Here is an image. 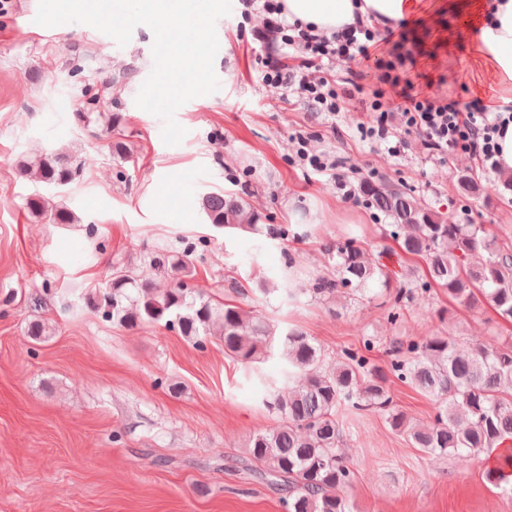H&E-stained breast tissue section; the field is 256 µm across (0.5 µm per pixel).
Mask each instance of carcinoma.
Listing matches in <instances>:
<instances>
[{
  "label": "carcinoma",
  "instance_id": "carcinoma-1",
  "mask_svg": "<svg viewBox=\"0 0 512 512\" xmlns=\"http://www.w3.org/2000/svg\"><path fill=\"white\" fill-rule=\"evenodd\" d=\"M75 159L63 150L42 153L18 162L22 176L35 175L54 187L69 184L76 173ZM366 205L406 226L411 233L401 250L426 260V269L396 273L370 257L353 238L327 248L335 260L334 273L320 277L314 287L283 289L285 301L294 303L312 293L330 298L342 290L364 297L370 286L388 288L403 278L387 321L398 324L402 307L413 293H426L437 286L458 305L474 309L480 301L489 304L503 319L512 322V249L497 246L482 224H450L424 207L409 192L384 182H364ZM201 207L214 226L254 230L259 215L242 197L207 194ZM29 212L47 224H77L79 218L58 199L32 198ZM487 253L473 264L471 258ZM155 266L169 270L175 280L169 288L138 278L132 270H117L90 306L103 317L127 328L161 321L188 340L214 328L224 338V353L243 364L258 363L274 347L288 365L296 386L283 398L274 384H267L271 405L282 422L255 433L248 442L251 460L262 466L260 475L285 491V512H350L346 496L355 473L342 452L343 417L361 416L378 410L390 428L407 437L412 446L428 455H491L512 441V346L495 340L469 348L438 332L421 340L395 338L386 349L388 372L372 361L376 337L340 351L336 367L321 369L324 352L317 341L299 329L276 334L274 325L241 307L207 298L186 281L184 262L165 254L153 257ZM429 395L434 414L426 424L412 421L393 405L386 387L387 375ZM489 481L499 486L512 479V454L501 453L497 464L485 470Z\"/></svg>",
  "mask_w": 512,
  "mask_h": 512
}]
</instances>
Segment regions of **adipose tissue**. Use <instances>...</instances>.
Segmentation results:
<instances>
[{
    "label": "adipose tissue",
    "mask_w": 512,
    "mask_h": 512,
    "mask_svg": "<svg viewBox=\"0 0 512 512\" xmlns=\"http://www.w3.org/2000/svg\"><path fill=\"white\" fill-rule=\"evenodd\" d=\"M289 19L315 27L322 34L340 32L362 22L384 27L421 15L423 0H284ZM459 32L449 33L448 46L466 43L473 83L489 88V106L512 112V0H462Z\"/></svg>",
    "instance_id": "ef3b65f1"
}]
</instances>
